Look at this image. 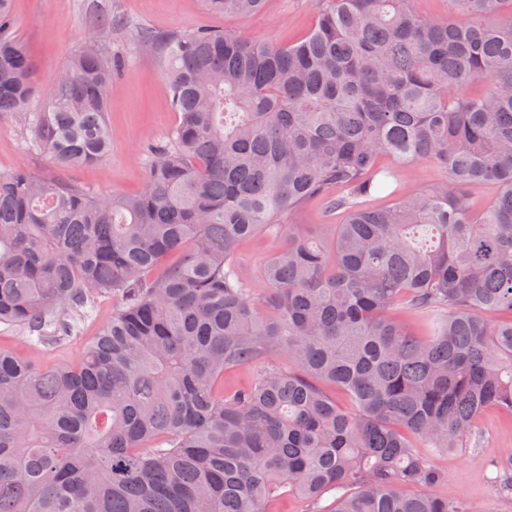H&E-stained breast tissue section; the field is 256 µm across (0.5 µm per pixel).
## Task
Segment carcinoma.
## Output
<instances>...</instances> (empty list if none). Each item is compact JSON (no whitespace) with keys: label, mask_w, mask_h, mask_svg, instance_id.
Instances as JSON below:
<instances>
[{"label":"carcinoma","mask_w":512,"mask_h":512,"mask_svg":"<svg viewBox=\"0 0 512 512\" xmlns=\"http://www.w3.org/2000/svg\"><path fill=\"white\" fill-rule=\"evenodd\" d=\"M265 2L204 5L248 19ZM413 2L316 0L285 45L145 35L178 121L133 196L0 171V323L56 344L117 300L73 363L0 349V512H268L283 493L309 512H467L433 493L432 457L478 447L488 408L512 421V0L435 18ZM10 5L0 116L56 168L102 162L120 58L93 36L33 109ZM419 161L443 178L364 204ZM315 198L343 214L329 246L287 223ZM258 234L287 235L261 303L236 266ZM494 467L512 503V451Z\"/></svg>","instance_id":"1"}]
</instances>
